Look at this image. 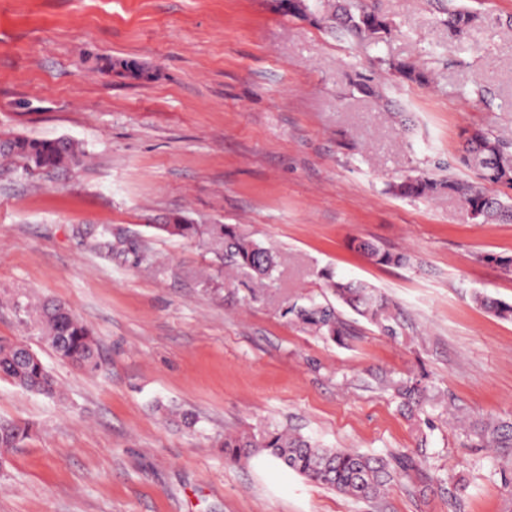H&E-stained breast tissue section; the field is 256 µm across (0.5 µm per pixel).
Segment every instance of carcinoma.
<instances>
[{"label": "carcinoma", "mask_w": 512, "mask_h": 512, "mask_svg": "<svg viewBox=\"0 0 512 512\" xmlns=\"http://www.w3.org/2000/svg\"><path fill=\"white\" fill-rule=\"evenodd\" d=\"M272 8L289 17L318 27L339 32L345 38L375 48L384 44L397 30L393 19L382 13L374 0H271ZM481 17L463 6L448 5L444 24L463 47L473 42ZM380 66L403 85L426 87L432 75L411 61H395L377 57ZM353 88L368 97H379L382 88L360 75ZM82 156L80 146L67 138L34 140L23 136L0 140V157L21 164L23 170H58L72 165ZM460 163L476 170L477 180L463 182L454 176L422 173L409 176L392 185L394 194L402 197L431 198L443 193L457 196L473 217L482 223H512V203L489 191L491 186L512 190V139H506L490 128L468 132ZM156 228L170 236L197 238L210 246L229 268H249L262 287L272 278L280 264V256L262 244L241 235L229 224H158ZM352 247L385 267H402L410 263L409 254L383 249L369 241L355 240ZM326 288L336 303L309 298L287 307L289 318L327 339L342 342L350 331L341 318L337 305H344L377 326L389 337L399 335L400 324L390 311L389 303L372 285L326 275ZM474 301L503 319H512V305L497 302L478 293ZM36 322L57 355L86 371L99 366L100 351L95 337L72 312L61 303H46L35 309ZM0 378L15 386L48 398L59 396L50 371L36 353L27 347L0 341ZM402 404L411 407L420 402L424 387L415 381L392 383ZM474 434L486 447L512 448V424L474 427ZM30 435V427L13 421H0V448H16ZM224 457L231 461L264 453L308 480L336 490L356 500H373L383 494L397 472L415 467L409 455L386 460L347 448H322L313 441L278 427H265L256 432L228 435L221 442Z\"/></svg>", "instance_id": "obj_1"}]
</instances>
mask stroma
Masks as SVG:
<instances>
[{
  "label": "stroma",
  "instance_id": "35a3bbf8",
  "mask_svg": "<svg viewBox=\"0 0 512 512\" xmlns=\"http://www.w3.org/2000/svg\"><path fill=\"white\" fill-rule=\"evenodd\" d=\"M487 17L464 49L436 0H377L400 27L381 48L331 38L269 0H0V139L69 138L59 171L0 159V339L27 345L61 392L0 379V420L27 423L0 452V512H512V452L471 426L512 421V224H483L454 196L389 186L459 161L463 132L512 136V0H462ZM434 72L388 81L375 54ZM140 63L149 81L104 59ZM362 72L386 100L353 93ZM180 215L235 224L276 251L274 281L157 231ZM355 239L411 255L382 267ZM374 286L397 338L350 309L338 343L282 314L327 299L323 272ZM64 304L102 357L61 360L18 303ZM414 377L440 408L408 417L383 378ZM266 425L325 448L421 453L378 500L315 485L279 461L230 463L218 437Z\"/></svg>",
  "mask_w": 512,
  "mask_h": 512
}]
</instances>
